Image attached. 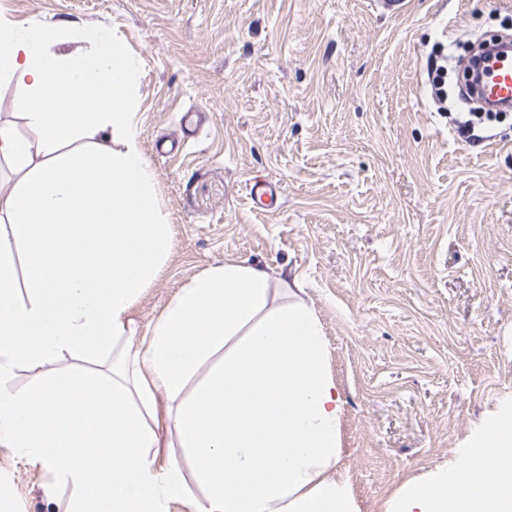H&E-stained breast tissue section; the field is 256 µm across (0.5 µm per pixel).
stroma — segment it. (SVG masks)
Instances as JSON below:
<instances>
[{
    "label": "stroma",
    "instance_id": "35a3bbf8",
    "mask_svg": "<svg viewBox=\"0 0 512 512\" xmlns=\"http://www.w3.org/2000/svg\"><path fill=\"white\" fill-rule=\"evenodd\" d=\"M64 50L118 37L139 71L140 149L172 250L134 339L227 261L283 275L318 314L342 404L338 475L358 512L467 452L512 401V113L454 132L439 45L512 32V0H0ZM280 186L268 213L250 178ZM41 465L0 447L10 512H49Z\"/></svg>",
    "mask_w": 512,
    "mask_h": 512
}]
</instances>
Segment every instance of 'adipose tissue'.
<instances>
[{"instance_id": "obj_1", "label": "adipose tissue", "mask_w": 512, "mask_h": 512, "mask_svg": "<svg viewBox=\"0 0 512 512\" xmlns=\"http://www.w3.org/2000/svg\"><path fill=\"white\" fill-rule=\"evenodd\" d=\"M62 42L0 14L24 124L0 122V447L70 488L66 512H352L330 475L342 406L323 328L287 280L212 267L135 344L130 309L172 247L127 98L137 73L112 34ZM25 369L38 378L21 386ZM386 512H512V403Z\"/></svg>"}]
</instances>
